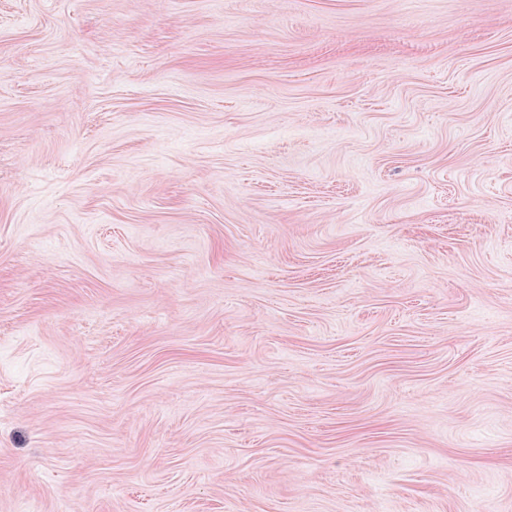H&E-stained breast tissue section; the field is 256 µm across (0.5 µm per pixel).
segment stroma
<instances>
[{"mask_svg": "<svg viewBox=\"0 0 512 512\" xmlns=\"http://www.w3.org/2000/svg\"><path fill=\"white\" fill-rule=\"evenodd\" d=\"M0 512H512V0H0Z\"/></svg>", "mask_w": 512, "mask_h": 512, "instance_id": "35a3bbf8", "label": "stroma"}]
</instances>
